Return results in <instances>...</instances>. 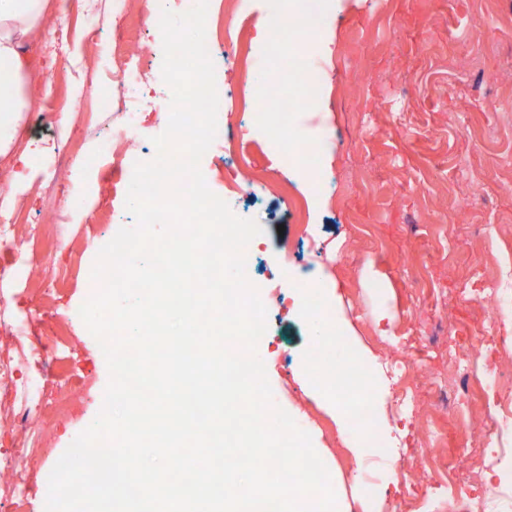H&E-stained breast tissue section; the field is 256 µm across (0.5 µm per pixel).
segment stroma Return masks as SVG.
Instances as JSON below:
<instances>
[{
	"instance_id": "obj_1",
	"label": "stroma",
	"mask_w": 512,
	"mask_h": 512,
	"mask_svg": "<svg viewBox=\"0 0 512 512\" xmlns=\"http://www.w3.org/2000/svg\"><path fill=\"white\" fill-rule=\"evenodd\" d=\"M283 13L303 10L305 0H209L216 24L233 19L249 34L246 65L214 59L215 84L224 105L218 125L238 132L251 164L226 168L224 148L214 144L200 161L209 189L227 183L243 192L233 209L258 223L259 246L249 279L267 308L270 335L259 343L277 406L306 431L326 465L337 497L336 512H392L401 481V457L418 459V494L429 482L448 485L460 475L453 448L483 445L486 381L472 379L468 404L451 414L434 389L448 384V347L481 326L512 340V0H325L320 34L293 32L288 49L300 75L316 71L317 98L289 120L272 112L277 88L262 85L276 69L277 50L258 44L255 23L272 4ZM145 0H71L47 22L53 35L41 51L34 77L51 86L40 111L27 116L19 145L28 141L95 144L73 107L92 88L90 75L108 76L116 61L144 52L148 75H159L163 48ZM489 26L488 46L472 62L467 33L477 18ZM168 102L152 104L135 137H126L114 113L93 117L112 131L111 161L73 166L59 175L55 205H42L47 174L33 157L28 181L12 208L16 241L29 239L33 224L61 225L52 250L37 248L31 270L10 292L11 306L30 332L46 337L55 379L76 396L69 416L42 435L46 453L18 458L14 473L30 498L23 506L0 501V512H45L43 474L52 455L99 414L109 372L102 349L79 310L94 293L91 271L101 247L130 220L128 187L113 173L124 159L155 156L154 136L166 128ZM287 138H279L280 128ZM95 187L80 197L78 186ZM301 212H288L286 199ZM314 282L336 322L343 347L320 339L314 314H301L298 282ZM470 288L497 289L503 317L489 323ZM328 362L352 353L370 373L364 391L374 406V431L389 448L378 480L365 486L354 466L361 456L352 409L330 385L312 383V347ZM408 355L426 364V376L400 384L386 363ZM416 396L412 414L394 409L404 387Z\"/></svg>"
}]
</instances>
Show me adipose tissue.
I'll return each mask as SVG.
<instances>
[{
    "label": "adipose tissue",
    "instance_id": "1",
    "mask_svg": "<svg viewBox=\"0 0 512 512\" xmlns=\"http://www.w3.org/2000/svg\"><path fill=\"white\" fill-rule=\"evenodd\" d=\"M50 8L51 0H0V159L13 160L11 168L0 169V203L7 207L14 204L28 167L27 154H15V142L27 115L41 108L29 73L34 48L49 35Z\"/></svg>",
    "mask_w": 512,
    "mask_h": 512
}]
</instances>
